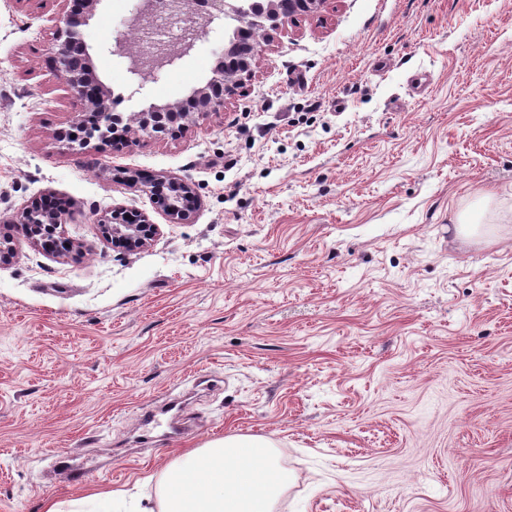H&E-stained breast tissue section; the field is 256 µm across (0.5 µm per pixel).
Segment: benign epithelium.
<instances>
[{"label":"benign epithelium","instance_id":"obj_1","mask_svg":"<svg viewBox=\"0 0 512 512\" xmlns=\"http://www.w3.org/2000/svg\"><path fill=\"white\" fill-rule=\"evenodd\" d=\"M101 0H84L83 12L62 11V16L53 32V64L65 81L77 113L90 117L82 126L79 136L64 134L71 143L81 147L91 140H112L111 95L108 88L93 77H88L91 67L88 47L82 39L81 27L94 16ZM325 0H208V10L199 15L191 8V0H172L166 7L179 12L186 24L187 35L179 41L165 44H148V49L127 51L116 44L115 52L126 58L127 71L132 84L143 89L149 83H156L170 72L177 61L188 55L197 44L211 32L224 25L228 19L243 24V30L265 33L277 29L286 21L302 13L316 15ZM158 9L156 0H135L129 21L142 28ZM264 45L258 41L237 39L229 42L227 48L218 54V62L212 69V76L204 86L192 90L188 96L194 110L201 115L218 112L224 107L225 96L234 92L241 84L242 75H250L252 62L262 54ZM168 118L188 126L192 116L182 111L179 103L157 105L140 113L138 131L153 133L150 118ZM160 183L168 191L152 193L154 203L175 223L190 218L196 194L192 186L177 178L162 179ZM21 234L43 251L54 254L61 251L60 244L70 246L65 236L64 213L50 207V203H33L24 207L9 219ZM102 237L120 241L129 251H136L151 241L157 234L156 225L143 219L138 224L124 221L121 213L113 211L97 220Z\"/></svg>","mask_w":512,"mask_h":512}]
</instances>
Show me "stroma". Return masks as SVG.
<instances>
[{"instance_id":"35a3bbf8","label":"stroma","mask_w":512,"mask_h":512,"mask_svg":"<svg viewBox=\"0 0 512 512\" xmlns=\"http://www.w3.org/2000/svg\"><path fill=\"white\" fill-rule=\"evenodd\" d=\"M132 5L83 29L131 124L223 44L134 92L102 50L131 48ZM58 10L0 0V512L117 490L159 512L168 465L227 435L271 441L292 476L274 512H512V0H326L223 110L84 149L58 138ZM161 176L192 183L188 223L143 187ZM47 193L79 256L8 224ZM112 209L154 240L103 239ZM171 393L186 433L142 422Z\"/></svg>"}]
</instances>
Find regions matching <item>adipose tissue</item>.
<instances>
[{"label": "adipose tissue", "instance_id": "obj_1", "mask_svg": "<svg viewBox=\"0 0 512 512\" xmlns=\"http://www.w3.org/2000/svg\"><path fill=\"white\" fill-rule=\"evenodd\" d=\"M288 482L268 439L227 436L171 465L162 512H273Z\"/></svg>", "mask_w": 512, "mask_h": 512}]
</instances>
